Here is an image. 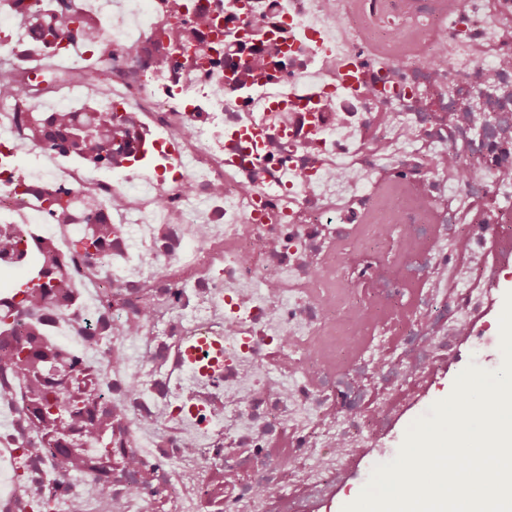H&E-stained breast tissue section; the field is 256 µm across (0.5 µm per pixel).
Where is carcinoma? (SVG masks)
<instances>
[{
	"label": "carcinoma",
	"mask_w": 512,
	"mask_h": 512,
	"mask_svg": "<svg viewBox=\"0 0 512 512\" xmlns=\"http://www.w3.org/2000/svg\"><path fill=\"white\" fill-rule=\"evenodd\" d=\"M49 2V7L43 12L24 11L20 15L41 46H53L65 39L70 43V51L75 54L94 48L99 50L103 62H112V51L103 43L101 33L85 24L74 0ZM50 89V85L33 87L22 72L0 70V94L36 100ZM27 139L61 154L85 156L101 167L120 168L122 162L131 160L133 136L125 127L124 119L115 114L109 113L94 123H87L68 112L34 110L28 120ZM32 205L54 224L72 221L77 215L81 219V228L68 265H61L55 253L45 247L31 267L36 282L24 290L8 293V298L18 300V305L23 307L45 303L56 293L75 287L74 283L66 280L70 274L69 268L89 265L105 258L112 242V223L91 199L81 198L74 192L60 188L49 194L36 193ZM5 361L32 381L33 396L37 402L36 418L43 428V447L58 445L69 423L80 417L84 398L78 395L49 397V392L41 388L39 376L57 369L58 362L43 352L17 349L7 354ZM91 437L104 448L105 457L112 456V422L101 421L91 432Z\"/></svg>",
	"instance_id": "obj_1"
}]
</instances>
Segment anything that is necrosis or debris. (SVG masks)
Listing matches in <instances>:
<instances>
[{
	"mask_svg": "<svg viewBox=\"0 0 512 512\" xmlns=\"http://www.w3.org/2000/svg\"><path fill=\"white\" fill-rule=\"evenodd\" d=\"M78 4L112 63L85 93L60 86V110L131 115L185 164L112 182L38 146V173L0 166V233L25 252L69 254L78 226L48 223L23 185L113 205L112 250L75 295L6 319L8 346L58 355L43 386L89 403L70 469L0 369V512H302L490 301L512 240V0ZM16 9L0 0V64L24 71L42 51L5 36ZM414 334L419 370L380 385ZM203 335L224 340L222 380L186 377L180 350ZM106 417L101 470L87 434Z\"/></svg>",
	"mask_w": 512,
	"mask_h": 512,
	"instance_id": "obj_1",
	"label": "necrosis or debris"
}]
</instances>
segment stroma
I'll return each instance as SVG.
<instances>
[{
    "instance_id": "obj_1",
    "label": "stroma",
    "mask_w": 512,
    "mask_h": 512,
    "mask_svg": "<svg viewBox=\"0 0 512 512\" xmlns=\"http://www.w3.org/2000/svg\"><path fill=\"white\" fill-rule=\"evenodd\" d=\"M497 278L498 283L492 290L491 309L480 315L477 321L478 327L483 330L482 337L474 341H459L456 345V357L438 363L429 375L416 384L411 393L396 404L381 438L360 449L358 455L349 462L345 479L337 482L330 495L313 499L307 512H339V503L344 497L362 491L374 465L392 461L398 456L404 434L435 404L437 391L450 379L472 365L487 372L501 369L504 355L497 321L505 294L501 283L505 280L512 281V241L506 242L502 247L501 267Z\"/></svg>"
}]
</instances>
